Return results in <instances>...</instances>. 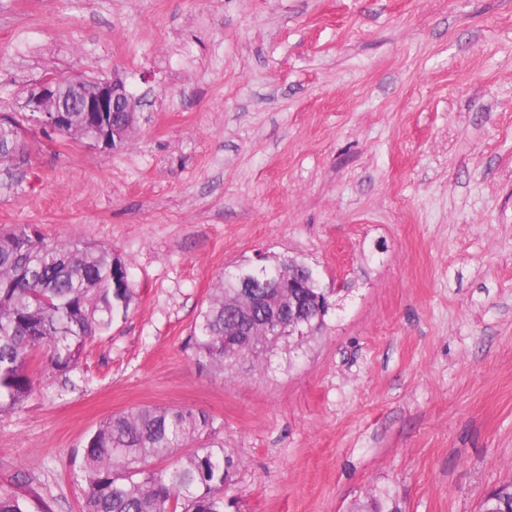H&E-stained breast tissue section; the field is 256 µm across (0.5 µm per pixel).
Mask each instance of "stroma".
<instances>
[{"label": "stroma", "instance_id": "obj_1", "mask_svg": "<svg viewBox=\"0 0 512 512\" xmlns=\"http://www.w3.org/2000/svg\"><path fill=\"white\" fill-rule=\"evenodd\" d=\"M120 75L128 148L28 126L0 232L127 263L133 300L64 389L0 412V492L81 512L104 419L214 420L238 512H478L512 479V0H0V113L49 73ZM331 307L296 352L196 363L197 314L258 254ZM352 512H402L396 500L387 492L369 495L366 500L356 503Z\"/></svg>", "mask_w": 512, "mask_h": 512}]
</instances>
